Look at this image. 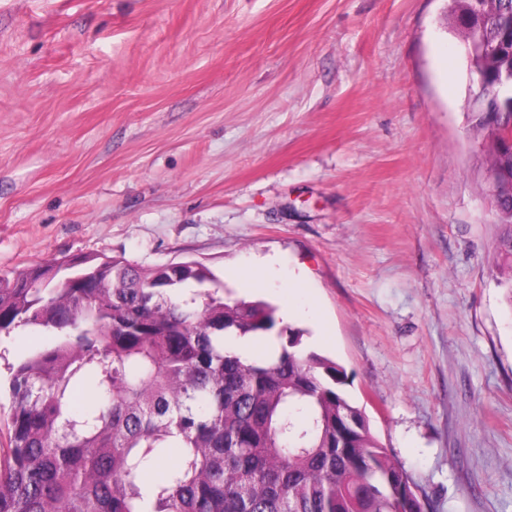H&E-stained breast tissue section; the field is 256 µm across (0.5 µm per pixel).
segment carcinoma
Returning a JSON list of instances; mask_svg holds the SVG:
<instances>
[{"instance_id":"obj_1","label":"carcinoma","mask_w":512,"mask_h":512,"mask_svg":"<svg viewBox=\"0 0 512 512\" xmlns=\"http://www.w3.org/2000/svg\"><path fill=\"white\" fill-rule=\"evenodd\" d=\"M512 0L476 23L497 43L488 80L512 71ZM474 133L509 125L486 97ZM496 174L512 153L496 149ZM496 279L512 309V222L497 218ZM199 262L142 268L108 256L0 274V332L52 342L12 367L0 512H427L411 476L342 393V366L286 328L274 360L230 347L267 336L276 309L226 301ZM200 290L186 297L189 285ZM96 394L79 404L75 390Z\"/></svg>"}]
</instances>
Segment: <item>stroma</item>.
Listing matches in <instances>:
<instances>
[{"mask_svg": "<svg viewBox=\"0 0 512 512\" xmlns=\"http://www.w3.org/2000/svg\"><path fill=\"white\" fill-rule=\"evenodd\" d=\"M448 3L0 0V273L197 261L234 299L277 258L260 299L429 512H512V312Z\"/></svg>", "mask_w": 512, "mask_h": 512, "instance_id": "obj_1", "label": "stroma"}]
</instances>
